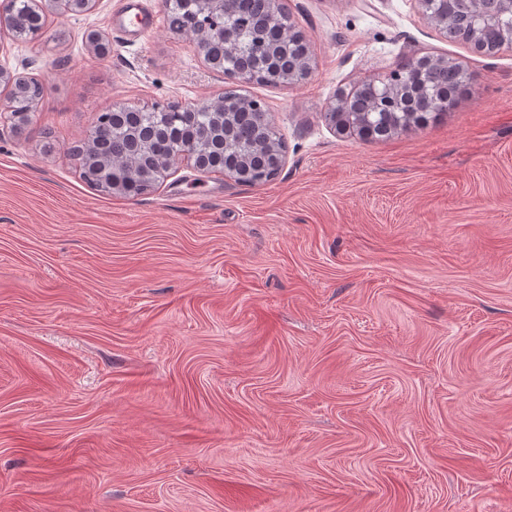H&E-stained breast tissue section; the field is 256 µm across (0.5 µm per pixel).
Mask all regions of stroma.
<instances>
[{"instance_id": "35a3bbf8", "label": "stroma", "mask_w": 512, "mask_h": 512, "mask_svg": "<svg viewBox=\"0 0 512 512\" xmlns=\"http://www.w3.org/2000/svg\"><path fill=\"white\" fill-rule=\"evenodd\" d=\"M115 2L0 35L43 86L25 122L0 107V512H512V48L415 0H288L310 72L260 86L167 23L123 40ZM422 57L468 76L440 118L327 123ZM227 91L284 143L270 181L82 178L104 108Z\"/></svg>"}]
</instances>
